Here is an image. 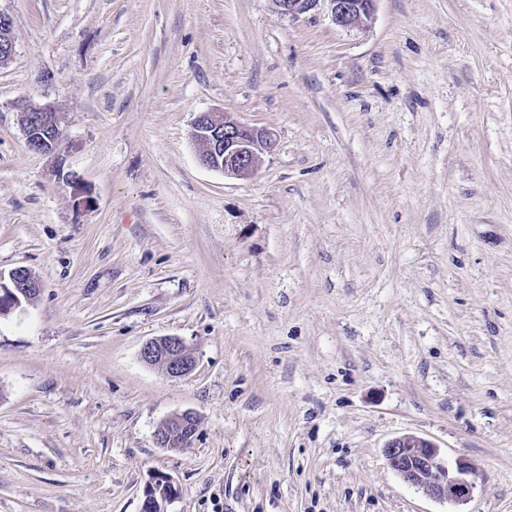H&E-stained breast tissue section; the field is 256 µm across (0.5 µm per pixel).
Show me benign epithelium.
<instances>
[{"instance_id": "benign-epithelium-1", "label": "benign epithelium", "mask_w": 512, "mask_h": 512, "mask_svg": "<svg viewBox=\"0 0 512 512\" xmlns=\"http://www.w3.org/2000/svg\"><path fill=\"white\" fill-rule=\"evenodd\" d=\"M282 16L297 17L322 3L332 21L343 29L368 26L374 16L376 0H274ZM14 53L12 21L0 13V64L8 62ZM50 108L28 103L21 108L20 124L25 141L32 142L44 131L43 116ZM192 137L200 146L197 159L201 166L224 172L229 177L250 175L260 155L273 151L276 143L272 131L239 122L226 114L216 119L209 112L199 113L194 122ZM18 268L8 277L0 276V313L22 305L26 291L40 290V285L20 283ZM142 361L158 366L171 378H183L192 373L195 359L184 341L176 336H163L147 341L141 348ZM197 419L190 412L168 417L155 438L162 448H183L196 433ZM390 468L407 485L425 491L431 497L448 503H461L474 489L469 479L471 468L462 460L450 465L437 445L424 437L404 434L390 439L383 447ZM177 496V489L167 477L149 482L143 492L142 512H168L167 505Z\"/></svg>"}]
</instances>
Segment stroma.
Masks as SVG:
<instances>
[{"mask_svg": "<svg viewBox=\"0 0 512 512\" xmlns=\"http://www.w3.org/2000/svg\"><path fill=\"white\" fill-rule=\"evenodd\" d=\"M0 512H512V0H0ZM62 135L29 150L20 107ZM276 145L202 167L199 113ZM88 206H76L71 179ZM176 336L193 372L140 357ZM193 412L186 447L157 445ZM465 461L461 504L382 453ZM281 16L297 17L315 9L321 2L332 21L343 29L368 26L374 16L377 0H273ZM21 273H23V270L18 268L9 273L7 280H5L2 275L0 276V298L7 295V300L4 303L0 300V313L20 307L22 305V299L19 295H21L24 302L27 303L28 298L26 293L28 292L26 291H28V289H32V291H40V284H35L33 286L29 284H21L19 282V280H21ZM197 419L191 412L168 417L158 429L155 438L160 447L183 448L196 433ZM390 468L408 486L425 491L448 503H461L474 489L471 468L462 460L449 465L437 445L424 437L404 434L390 439L383 447ZM177 489L167 477L150 481L143 492L142 512H169L167 505L177 496Z\"/></svg>", "mask_w": 512, "mask_h": 512, "instance_id": "obj_1", "label": "stroma"}]
</instances>
